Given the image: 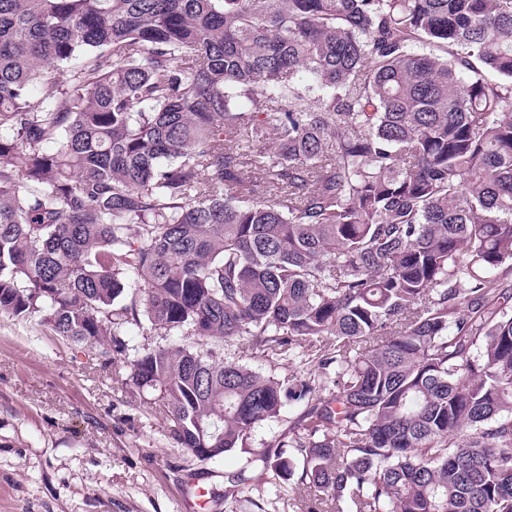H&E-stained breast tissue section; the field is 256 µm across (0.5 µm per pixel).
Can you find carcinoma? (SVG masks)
I'll return each instance as SVG.
<instances>
[{"label":"carcinoma","mask_w":512,"mask_h":512,"mask_svg":"<svg viewBox=\"0 0 512 512\" xmlns=\"http://www.w3.org/2000/svg\"><path fill=\"white\" fill-rule=\"evenodd\" d=\"M509 275L512 0H0V315L201 339L131 361L199 459L293 399L224 497L512 512ZM242 363L248 365L250 368L262 371L267 374L276 375L278 377L291 376L296 375L301 371L299 364L297 361H287L285 359H280L276 356H264V355H256L255 357H246L243 359Z\"/></svg>","instance_id":"obj_1"}]
</instances>
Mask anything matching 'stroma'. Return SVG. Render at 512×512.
Segmentation results:
<instances>
[{
  "label": "stroma",
  "mask_w": 512,
  "mask_h": 512,
  "mask_svg": "<svg viewBox=\"0 0 512 512\" xmlns=\"http://www.w3.org/2000/svg\"><path fill=\"white\" fill-rule=\"evenodd\" d=\"M127 352L101 367L38 318L0 316V512H292L295 485L253 469L224 495V474L278 440L263 425L247 450L199 460L167 435L130 361L162 342L131 327Z\"/></svg>",
  "instance_id": "35a3bbf8"
}]
</instances>
